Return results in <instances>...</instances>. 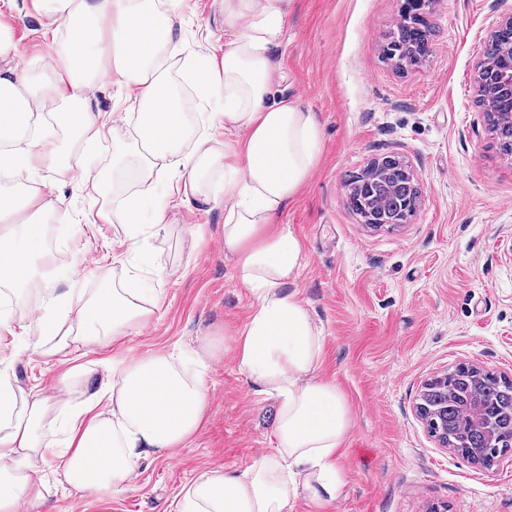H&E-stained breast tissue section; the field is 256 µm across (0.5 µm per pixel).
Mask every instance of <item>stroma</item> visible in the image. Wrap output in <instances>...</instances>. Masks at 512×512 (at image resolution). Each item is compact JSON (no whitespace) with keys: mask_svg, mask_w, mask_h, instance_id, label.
I'll return each instance as SVG.
<instances>
[{"mask_svg":"<svg viewBox=\"0 0 512 512\" xmlns=\"http://www.w3.org/2000/svg\"><path fill=\"white\" fill-rule=\"evenodd\" d=\"M399 7L295 0L277 55L281 93L298 95L322 123L319 164L281 221L303 245L296 286L324 336L319 375L336 383L352 414L339 461L344 487L325 512H512V451L476 465L440 447L417 412L426 383L458 365L512 380V155L475 103L476 64L512 0H435L429 50L404 70L382 56ZM219 17V0H187L185 51H202L206 28L223 42ZM46 22L30 0L0 12L26 59L47 54ZM384 156L403 159L424 193L407 223L373 231L347 207L344 181ZM69 161L112 171L115 202L134 199L136 185L112 170L111 134ZM36 187L63 198L46 217L45 255L74 267L86 295L118 282L123 228L100 223V188L61 183L52 164ZM198 224L206 232L194 251L187 231ZM223 230L220 208L169 215L145 252L165 278L160 308L110 356L188 349L241 327L252 299L224 257ZM0 359L18 386L58 399L56 360L21 349L7 332ZM208 387L206 421L191 444L143 461L121 493L74 489L46 463L53 512H175L179 492L203 472L245 471L270 446L275 400L255 393L229 353L212 364Z\"/></svg>","mask_w":512,"mask_h":512,"instance_id":"35a3bbf8","label":"stroma"}]
</instances>
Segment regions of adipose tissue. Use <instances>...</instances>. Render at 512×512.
Wrapping results in <instances>:
<instances>
[{
	"label": "adipose tissue",
	"mask_w": 512,
	"mask_h": 512,
	"mask_svg": "<svg viewBox=\"0 0 512 512\" xmlns=\"http://www.w3.org/2000/svg\"><path fill=\"white\" fill-rule=\"evenodd\" d=\"M48 19L47 57L14 64L10 29L0 26V173L38 178L45 161L73 181L110 177L73 168L75 146L92 145L105 124L92 109L91 87L105 81L133 89L132 137L112 131L117 169L133 172L138 200L100 207L102 223L125 227L127 258L119 286L93 297L58 275L42 274L38 300L23 292L33 277L32 253L42 250L44 215L58 201L38 191L0 189V285L29 306L35 349L67 357L62 389L86 383L77 402L50 403L15 387L0 360V512H42L49 489L39 476L46 456L71 486L122 491L140 462L173 454L198 433L208 407L206 375L232 351L256 393L277 397L270 450L244 473H203L181 493L178 512H290L307 495L316 506L335 501L342 481L338 457L351 424L335 383L320 378L324 338L295 289L303 246L279 218L299 194L321 153L315 112L299 98H275L284 74L276 61L295 0H220L224 41L200 55H183L180 0H30ZM54 72L51 85L38 79ZM207 72L202 99L208 125L224 127V147L209 134L190 139L171 73ZM223 207L224 253L252 297L231 349L214 338L189 352L131 360L92 361L119 337L140 330L158 309L160 274L138 257L171 211Z\"/></svg>",
	"instance_id": "adipose-tissue-1"
}]
</instances>
